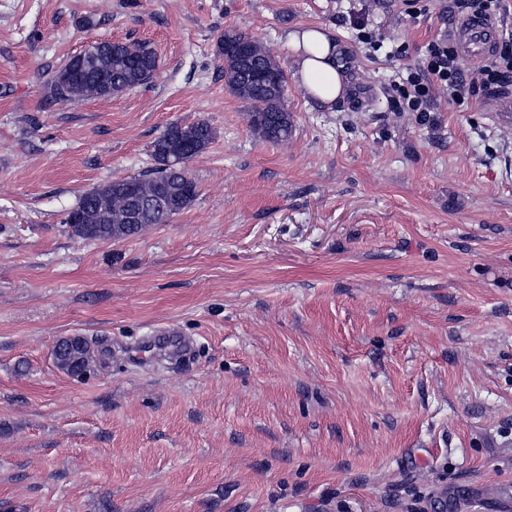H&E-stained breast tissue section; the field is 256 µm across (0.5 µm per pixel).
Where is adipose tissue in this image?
<instances>
[{
	"label": "adipose tissue",
	"mask_w": 512,
	"mask_h": 512,
	"mask_svg": "<svg viewBox=\"0 0 512 512\" xmlns=\"http://www.w3.org/2000/svg\"><path fill=\"white\" fill-rule=\"evenodd\" d=\"M294 73L311 97L330 107L349 91V82L339 62L338 46L321 28L309 26L293 32Z\"/></svg>",
	"instance_id": "ef3b65f1"
}]
</instances>
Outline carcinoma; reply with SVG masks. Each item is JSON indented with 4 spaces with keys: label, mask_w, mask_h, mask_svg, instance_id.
Listing matches in <instances>:
<instances>
[{
    "label": "carcinoma",
    "mask_w": 512,
    "mask_h": 512,
    "mask_svg": "<svg viewBox=\"0 0 512 512\" xmlns=\"http://www.w3.org/2000/svg\"><path fill=\"white\" fill-rule=\"evenodd\" d=\"M96 42L83 50L85 66L72 61L58 69L51 78L55 99L72 102L82 98H104L106 88L118 95L150 82L158 70L157 53L145 41H125L111 55H94ZM225 86L251 106L250 124L259 137L274 144L288 141L294 124L284 106L286 79L269 49L258 40L238 31L222 33L216 44ZM211 126L199 121L180 126L175 136L165 132L153 144L157 166L138 176L116 179L86 192L66 217L70 224L82 218L84 238L113 240L134 237L149 224H166L187 209L197 196V186L183 166L169 163L177 157L190 161L214 140ZM137 188L141 199L161 197L164 209L146 207L136 224L124 222L134 198L126 186ZM57 366L71 375L84 372L92 356L87 340L69 338L60 341L54 351Z\"/></svg>",
    "instance_id": "1"
}]
</instances>
